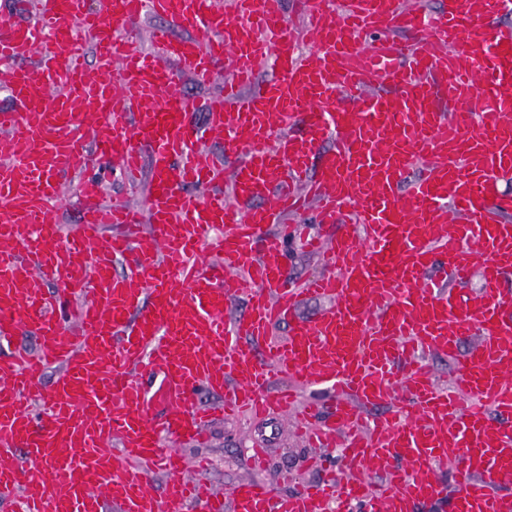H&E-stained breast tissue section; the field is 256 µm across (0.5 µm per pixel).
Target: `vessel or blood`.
Listing matches in <instances>:
<instances>
[{"instance_id":"b4317fda","label":"vessel or blood","mask_w":512,"mask_h":512,"mask_svg":"<svg viewBox=\"0 0 512 512\" xmlns=\"http://www.w3.org/2000/svg\"><path fill=\"white\" fill-rule=\"evenodd\" d=\"M0 20V512H503L512 486V0H13ZM151 15L150 51L132 36ZM313 44L300 51L302 40ZM116 78L89 80L87 48ZM225 64L222 95L191 105ZM270 65L266 81L257 76ZM203 112L189 123L190 107ZM224 132V163L203 151ZM144 183L102 203L90 169ZM79 177L80 225L52 211ZM223 177L208 196L194 187ZM310 214L331 234L297 232ZM300 236L324 275L293 282ZM480 279L478 292L463 288ZM320 308L302 318L310 299ZM236 315H229L232 305ZM286 334L273 339L274 328ZM452 362L439 387L430 360ZM59 375L41 380L48 366ZM327 403H301L306 385ZM225 415L341 450L280 496L186 478ZM167 413L155 418L154 404ZM452 458V485L435 465ZM398 460L383 479L381 459ZM167 478L154 492L148 464ZM224 64H220L218 67L217 74L213 81L209 84L200 85L193 81L183 78L177 80V84L173 87V90L178 91L189 100H199L208 97L209 95L216 93L224 87Z\"/></svg>"}]
</instances>
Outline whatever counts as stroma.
Listing matches in <instances>:
<instances>
[{
	"label": "stroma",
	"mask_w": 512,
	"mask_h": 512,
	"mask_svg": "<svg viewBox=\"0 0 512 512\" xmlns=\"http://www.w3.org/2000/svg\"><path fill=\"white\" fill-rule=\"evenodd\" d=\"M212 439L202 447L186 446L188 460L208 459L210 467L202 474L218 491H226L238 479L251 473L248 450L256 441L267 444L270 453L261 480L274 491L287 494L301 483L316 480V449L307 447L293 432L290 422L282 419H234L216 421Z\"/></svg>",
	"instance_id": "1"
}]
</instances>
